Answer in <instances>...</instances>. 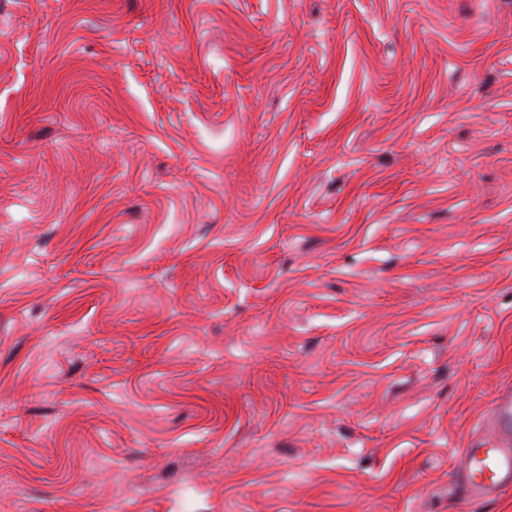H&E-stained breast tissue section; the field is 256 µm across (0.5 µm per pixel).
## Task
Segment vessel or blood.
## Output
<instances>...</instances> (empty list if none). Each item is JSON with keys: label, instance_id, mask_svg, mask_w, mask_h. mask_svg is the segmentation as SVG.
<instances>
[{"label": "vessel or blood", "instance_id": "1", "mask_svg": "<svg viewBox=\"0 0 512 512\" xmlns=\"http://www.w3.org/2000/svg\"><path fill=\"white\" fill-rule=\"evenodd\" d=\"M456 485L469 501L484 502L512 489V390L494 400L491 436L469 437L456 466Z\"/></svg>", "mask_w": 512, "mask_h": 512}]
</instances>
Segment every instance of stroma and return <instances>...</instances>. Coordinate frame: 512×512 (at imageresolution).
Here are the masks:
<instances>
[{
    "label": "stroma",
    "mask_w": 512,
    "mask_h": 512,
    "mask_svg": "<svg viewBox=\"0 0 512 512\" xmlns=\"http://www.w3.org/2000/svg\"><path fill=\"white\" fill-rule=\"evenodd\" d=\"M512 0H0V512H512ZM456 485L469 501L484 502L512 488V390L494 400L492 435L471 436L456 466Z\"/></svg>",
    "instance_id": "obj_1"
}]
</instances>
